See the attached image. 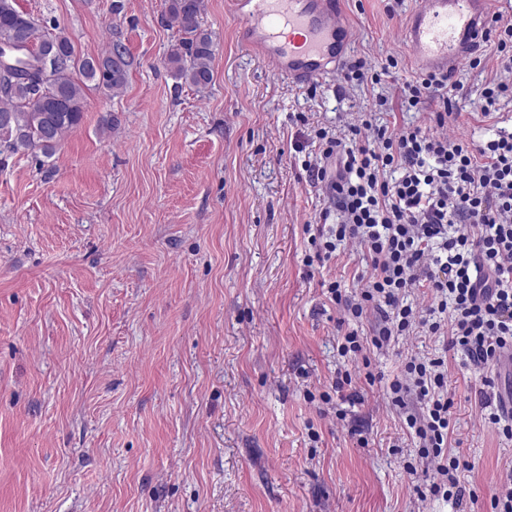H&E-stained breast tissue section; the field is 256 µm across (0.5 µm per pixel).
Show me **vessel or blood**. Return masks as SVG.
<instances>
[{"label":"vessel or blood","instance_id":"1","mask_svg":"<svg viewBox=\"0 0 512 512\" xmlns=\"http://www.w3.org/2000/svg\"><path fill=\"white\" fill-rule=\"evenodd\" d=\"M497 0H419L407 38L419 69L455 74L474 50ZM244 45L297 84L335 72L351 29L340 0H235Z\"/></svg>","mask_w":512,"mask_h":512}]
</instances>
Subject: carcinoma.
I'll return each instance as SVG.
<instances>
[{
	"label": "carcinoma",
	"instance_id": "carcinoma-1",
	"mask_svg": "<svg viewBox=\"0 0 512 512\" xmlns=\"http://www.w3.org/2000/svg\"><path fill=\"white\" fill-rule=\"evenodd\" d=\"M203 0H165L162 23L178 38L167 50L171 76L180 85L205 90L213 80L214 42L200 22ZM131 56L121 39L97 56H74L63 31L48 32L19 7L0 0V155L41 153L50 159L62 138L83 119L90 87L125 88Z\"/></svg>",
	"mask_w": 512,
	"mask_h": 512
}]
</instances>
